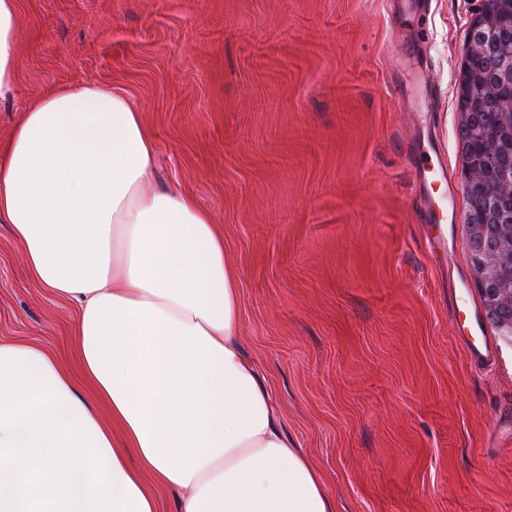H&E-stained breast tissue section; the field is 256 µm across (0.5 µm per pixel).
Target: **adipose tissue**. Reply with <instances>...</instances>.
<instances>
[{"label": "adipose tissue", "instance_id": "obj_1", "mask_svg": "<svg viewBox=\"0 0 512 512\" xmlns=\"http://www.w3.org/2000/svg\"><path fill=\"white\" fill-rule=\"evenodd\" d=\"M19 0H0V102L17 93ZM0 223L72 304L79 370L0 342V512H336L239 336L210 213L164 180L120 88L58 84L0 144Z\"/></svg>", "mask_w": 512, "mask_h": 512}]
</instances>
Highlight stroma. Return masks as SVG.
I'll return each mask as SVG.
<instances>
[{
    "label": "stroma",
    "instance_id": "obj_1",
    "mask_svg": "<svg viewBox=\"0 0 512 512\" xmlns=\"http://www.w3.org/2000/svg\"><path fill=\"white\" fill-rule=\"evenodd\" d=\"M484 0H21L0 142L59 83L122 88L237 271L239 334L336 512H512V343L479 299L456 108ZM455 192L431 252L412 164ZM74 308L0 224V340L67 350Z\"/></svg>",
    "mask_w": 512,
    "mask_h": 512
}]
</instances>
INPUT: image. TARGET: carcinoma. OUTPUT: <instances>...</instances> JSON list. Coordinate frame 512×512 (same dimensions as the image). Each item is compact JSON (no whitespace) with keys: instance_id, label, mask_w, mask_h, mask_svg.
Wrapping results in <instances>:
<instances>
[{"instance_id":"carcinoma-1","label":"carcinoma","mask_w":512,"mask_h":512,"mask_svg":"<svg viewBox=\"0 0 512 512\" xmlns=\"http://www.w3.org/2000/svg\"><path fill=\"white\" fill-rule=\"evenodd\" d=\"M489 18L499 24L498 38L483 37L484 29L470 25L467 33L470 49L464 60L465 77L473 87H482V97L472 101L457 99L462 120L458 135L464 152L463 169L479 165L485 168L480 185L466 186L467 247L476 271V285L487 320L499 333L512 341V280L502 267L512 265V200L487 203L503 172L512 170V113L499 110L491 96L500 82L512 79V71L502 64L512 58V11L500 12V0H488Z\"/></svg>"}]
</instances>
